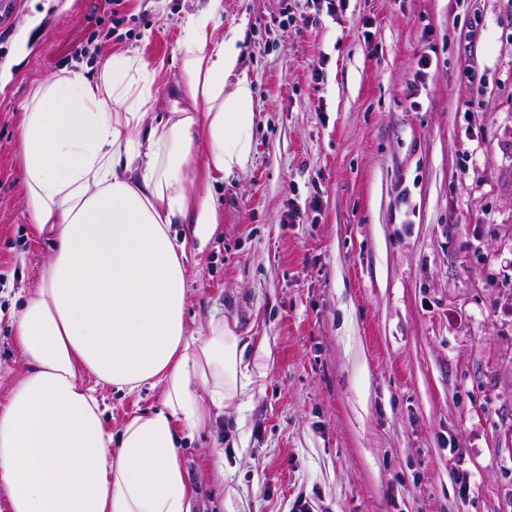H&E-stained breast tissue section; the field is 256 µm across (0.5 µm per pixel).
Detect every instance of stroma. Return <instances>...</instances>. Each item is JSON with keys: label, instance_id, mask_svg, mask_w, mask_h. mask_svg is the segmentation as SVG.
Here are the masks:
<instances>
[{"label": "stroma", "instance_id": "stroma-1", "mask_svg": "<svg viewBox=\"0 0 512 512\" xmlns=\"http://www.w3.org/2000/svg\"><path fill=\"white\" fill-rule=\"evenodd\" d=\"M252 161L214 182L187 326L248 345L239 408L179 450L192 512H512V0H223ZM17 0L0 16V309L32 294L17 127L44 80L127 52L169 111L207 0ZM289 17H282V9ZM432 60L419 71L421 56ZM112 428L159 390H102ZM471 473L461 496L458 468Z\"/></svg>", "mask_w": 512, "mask_h": 512}]
</instances>
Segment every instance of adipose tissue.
I'll list each match as a JSON object with an SVG mask.
<instances>
[{"instance_id": "adipose-tissue-1", "label": "adipose tissue", "mask_w": 512, "mask_h": 512, "mask_svg": "<svg viewBox=\"0 0 512 512\" xmlns=\"http://www.w3.org/2000/svg\"><path fill=\"white\" fill-rule=\"evenodd\" d=\"M223 9L188 18L171 109L152 127L155 71L127 53L40 82L23 106L26 213L54 251L6 316L25 370L0 401V512H190L179 446L250 382L224 319L188 334L189 240L172 231L206 244L219 205L197 184L251 160L253 91L238 34L218 32ZM99 385L160 401L115 432Z\"/></svg>"}]
</instances>
